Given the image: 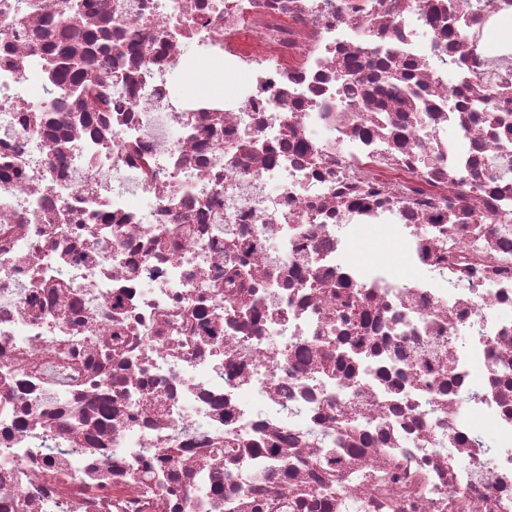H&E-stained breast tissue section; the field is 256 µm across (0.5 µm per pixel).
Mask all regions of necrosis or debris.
<instances>
[{
    "mask_svg": "<svg viewBox=\"0 0 512 512\" xmlns=\"http://www.w3.org/2000/svg\"><path fill=\"white\" fill-rule=\"evenodd\" d=\"M78 2L0 0V512H512V0ZM170 79L191 98L203 97L206 93L216 91L210 66L199 67L190 57L186 58L181 69L178 66L173 70ZM351 256L355 260H368L393 267L404 280L415 277L401 245L393 237L373 241L364 234L354 246Z\"/></svg>",
    "mask_w": 512,
    "mask_h": 512,
    "instance_id": "4bbe7bcc",
    "label": "necrosis or debris"
}]
</instances>
